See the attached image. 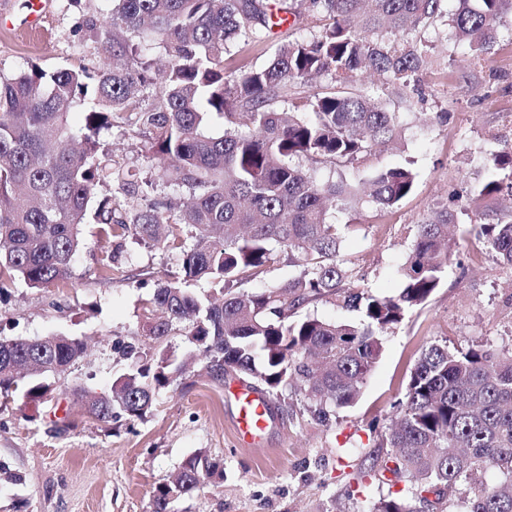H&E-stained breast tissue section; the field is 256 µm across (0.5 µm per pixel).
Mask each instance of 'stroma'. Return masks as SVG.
I'll list each match as a JSON object with an SVG mask.
<instances>
[{
	"instance_id": "obj_1",
	"label": "stroma",
	"mask_w": 512,
	"mask_h": 512,
	"mask_svg": "<svg viewBox=\"0 0 512 512\" xmlns=\"http://www.w3.org/2000/svg\"><path fill=\"white\" fill-rule=\"evenodd\" d=\"M49 2L44 32L32 39L19 29L26 0H9L14 28H0V77L31 62L97 68L88 22L107 13L111 0ZM456 8V0H444L442 18L409 34L428 66L403 94L388 92L384 79L368 72L351 84L355 93L383 96L402 130L397 145L373 148L358 168L360 176L392 165L418 174L413 192L392 209L336 208L337 223L362 227L341 250L359 285L382 297L397 295L398 270L419 221L444 207L455 215L450 261L439 287L385 333L382 355L358 402L324 424L304 394L284 392L273 401L276 424L266 442L243 448L233 436L234 406L225 384L189 371L156 390L144 419L106 426L88 417L72 389L110 392L126 369L116 343L150 344L152 357L175 364L188 343L178 327L151 342L143 316L158 280L178 276V254L128 237L123 274L105 281L97 268L110 245L101 240L98 225L86 224L85 247L68 287L32 289L20 282L0 301V337L60 333L87 345L84 357L53 378L45 403L32 405L19 390L0 396V462L26 479L0 486V512H151L153 489L201 450L223 459L224 481L175 502L174 512H369L387 494L388 485L378 479L387 461L382 437L423 348L436 340L452 347L512 346V265L484 248L476 234L478 213L490 223L512 219L507 194L492 200L479 195L494 154L512 149V26L500 28L490 52L477 59L448 25ZM318 31L316 15L305 14L298 24L287 21L239 43L224 66L240 73L261 67L282 41ZM102 140L104 158L123 156L131 172L144 173L147 139L134 126L116 123ZM359 470L365 474L360 482L352 478Z\"/></svg>"
}]
</instances>
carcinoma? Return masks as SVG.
Listing matches in <instances>:
<instances>
[{
    "instance_id": "1",
    "label": "carcinoma",
    "mask_w": 512,
    "mask_h": 512,
    "mask_svg": "<svg viewBox=\"0 0 512 512\" xmlns=\"http://www.w3.org/2000/svg\"><path fill=\"white\" fill-rule=\"evenodd\" d=\"M443 0H308L324 20L320 33L276 47L261 67L243 74L224 68V55L240 40L259 38L274 25L272 0H112V10L90 20L102 49L98 67L45 69L37 63L0 78V300L16 280L35 289L69 286L88 217L116 242L133 234L180 252V276L155 288L145 308L149 335L185 330L191 349L177 364L152 365L139 343L121 346L127 370L102 395L84 388L88 415L105 425L141 419L154 391L195 363L219 383L232 371L256 380L259 392H301L324 420L358 400L378 363L384 333L424 304L448 267L444 207L425 217L400 268L393 297L362 288L340 259L354 224H336V206H395L414 189L408 166H386L364 179L340 171L316 179L299 160L354 167L379 143L401 139L395 113L349 89L371 71L396 88L428 64L404 35L442 15ZM448 24L474 56L487 54L500 26L512 23V0H458ZM161 44L167 66L152 74L149 52ZM331 77L288 108L290 87ZM224 122L214 137L212 118ZM131 120L147 134L151 179L129 178L116 159L100 161L101 133ZM512 180V152L496 155L480 194L491 198ZM112 185V194L97 188ZM175 186L187 204L155 199ZM483 246L512 265V221L479 225ZM298 275L261 292L245 285L281 256ZM122 272L117 255L97 269L103 279ZM205 280L209 293L190 285ZM318 302L357 311V324L300 310ZM72 336L0 337V393L24 387L27 401L47 399L49 374L82 357ZM396 421L383 439L390 472L406 484L380 498L371 512H419L425 493L433 512H446L445 496L458 494L457 512H512V347H449L435 341L411 370L398 399ZM494 469L498 480L475 486V475ZM224 480V461L199 451L175 479L155 487L152 512L192 497L205 482Z\"/></svg>"
}]
</instances>
